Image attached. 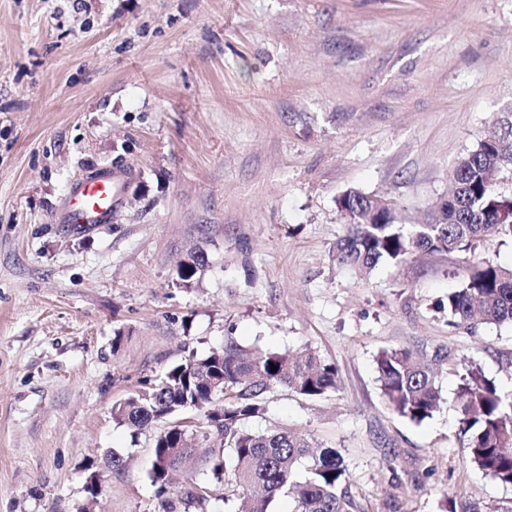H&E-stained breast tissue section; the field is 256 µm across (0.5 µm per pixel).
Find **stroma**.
<instances>
[{
  "label": "stroma",
  "instance_id": "stroma-1",
  "mask_svg": "<svg viewBox=\"0 0 512 512\" xmlns=\"http://www.w3.org/2000/svg\"><path fill=\"white\" fill-rule=\"evenodd\" d=\"M507 118L512 0H0V512H158L154 433L112 406L229 336L335 363L336 393L275 388L248 427L338 449L361 512L447 494L512 512V486L466 462L457 371L439 365L444 402L416 424L376 369L388 348L441 351L512 391V326L441 307L472 258L511 266L512 237L365 277L332 253L343 193L426 223ZM104 169L111 220L64 224L71 184ZM205 255L202 251L190 253L177 270V276L183 285H190L195 275L205 265Z\"/></svg>",
  "mask_w": 512,
  "mask_h": 512
}]
</instances>
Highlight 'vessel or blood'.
I'll use <instances>...</instances> for the list:
<instances>
[{
    "instance_id": "vessel-or-blood-1",
    "label": "vessel or blood",
    "mask_w": 512,
    "mask_h": 512,
    "mask_svg": "<svg viewBox=\"0 0 512 512\" xmlns=\"http://www.w3.org/2000/svg\"><path fill=\"white\" fill-rule=\"evenodd\" d=\"M116 203L111 173L88 176L72 189L65 221L79 229L101 223L111 215Z\"/></svg>"
}]
</instances>
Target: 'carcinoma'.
<instances>
[{
    "mask_svg": "<svg viewBox=\"0 0 512 512\" xmlns=\"http://www.w3.org/2000/svg\"><path fill=\"white\" fill-rule=\"evenodd\" d=\"M512 164V125L493 132L461 157L452 174L454 189L429 224H398L396 217L370 216L371 196L349 190L338 203L349 208L345 234L333 245L336 262L369 275L387 261L400 265L416 253L471 250L486 236H512V199L494 189L501 169ZM205 265V255H188L177 270L188 286ZM448 317L472 328L512 324V268L486 260L472 262L462 287L448 294ZM378 381L394 414L413 423L431 418L442 401L437 376L412 359L405 348L376 358ZM277 370H271V366ZM276 386L310 400L336 391V365L315 352L302 356L242 348L232 337L224 347L194 355L169 367L157 383L113 405L117 424L135 435H154L155 461L149 472L158 492L168 488L169 474L196 455L194 436L211 432L222 451L207 455L212 482L184 490L178 502L162 503L164 512H183L213 495L229 501L225 485H234L240 504L235 512H272L279 495L294 499V512H358L347 486L341 453L324 447L314 454L313 441L290 428L254 432L246 420L262 415L266 394ZM187 409L200 410L198 424L185 422ZM460 431L467 436L468 463L492 479L512 485V393H504L480 369L468 367L457 388Z\"/></svg>",
    "mask_w": 512,
    "mask_h": 512,
    "instance_id": "obj_1",
    "label": "carcinoma"
}]
</instances>
